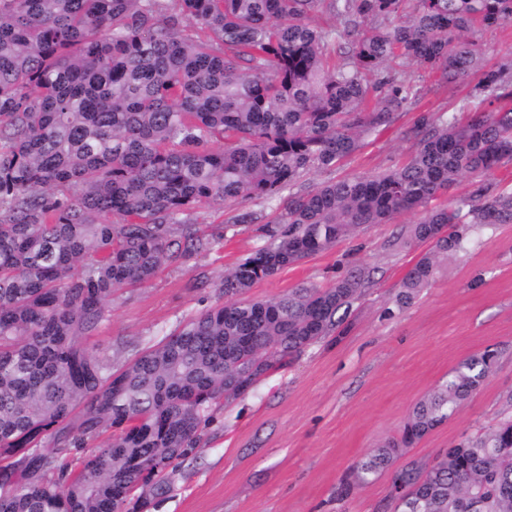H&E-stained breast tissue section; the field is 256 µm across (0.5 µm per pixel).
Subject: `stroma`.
Listing matches in <instances>:
<instances>
[{
  "mask_svg": "<svg viewBox=\"0 0 512 512\" xmlns=\"http://www.w3.org/2000/svg\"><path fill=\"white\" fill-rule=\"evenodd\" d=\"M396 69L417 89L416 102L336 168L307 173L301 188L401 166L415 147L410 131L417 117L454 111L477 81L472 75L442 83L416 63ZM242 211L257 213L260 222L236 223ZM277 212V204L251 199L200 209L198 227L210 250L165 264L144 285L116 290L109 318L87 346L109 350L119 366L191 315L224 303L225 270L268 243L265 222ZM412 222L405 214L371 225L247 291V298L264 300L306 284L328 287L356 266L372 269L374 278L340 340H319L262 375L247 394L220 402L172 491L150 512H382L390 471L343 504L335 499L338 481L394 436L416 401L461 359L489 346L498 359L482 388L409 454L433 458L496 423L512 395V224L479 232L464 259L443 263L432 285L390 317L386 310L421 253L398 243Z\"/></svg>",
  "mask_w": 512,
  "mask_h": 512,
  "instance_id": "stroma-1",
  "label": "stroma"
}]
</instances>
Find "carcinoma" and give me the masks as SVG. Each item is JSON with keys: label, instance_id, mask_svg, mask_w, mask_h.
<instances>
[{"label": "carcinoma", "instance_id": "1", "mask_svg": "<svg viewBox=\"0 0 512 512\" xmlns=\"http://www.w3.org/2000/svg\"><path fill=\"white\" fill-rule=\"evenodd\" d=\"M500 24H512V0H0V512L150 508L213 406L339 332L371 277L358 268L327 288L242 297L254 283L410 213L405 245L429 250L395 296L402 309L441 260L466 255L474 229L512 224L511 188L435 203L512 162V57L487 68L476 40ZM351 31L352 49H336ZM398 59L442 81L482 70L469 94L479 106L420 114L397 169L294 190L415 101ZM240 199H276L282 212L271 243L224 275L227 302L120 367L83 344L114 290L210 250L195 208ZM497 356L462 359L336 499L450 419ZM399 487L407 497L387 498L391 512H512V413L405 461L389 492Z\"/></svg>", "mask_w": 512, "mask_h": 512}]
</instances>
